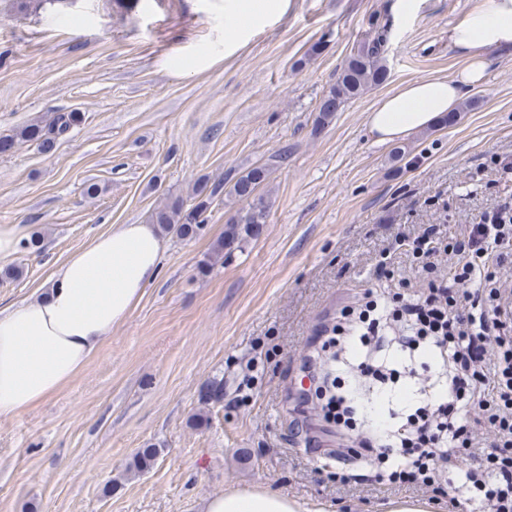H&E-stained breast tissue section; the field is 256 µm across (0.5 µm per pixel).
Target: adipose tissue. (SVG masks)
<instances>
[{
	"label": "adipose tissue",
	"instance_id": "obj_1",
	"mask_svg": "<svg viewBox=\"0 0 512 512\" xmlns=\"http://www.w3.org/2000/svg\"><path fill=\"white\" fill-rule=\"evenodd\" d=\"M465 57L448 77L406 81L368 112L372 142L386 145L434 127L481 85L489 56L512 48V0H484L448 30ZM165 249L156 225L120 224L71 253L35 301L0 309V417L47 399L88 364L160 272ZM203 512H299L267 491L208 497Z\"/></svg>",
	"mask_w": 512,
	"mask_h": 512
}]
</instances>
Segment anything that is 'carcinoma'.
<instances>
[{
	"mask_svg": "<svg viewBox=\"0 0 512 512\" xmlns=\"http://www.w3.org/2000/svg\"><path fill=\"white\" fill-rule=\"evenodd\" d=\"M46 3L63 4L65 0H15V8L17 12L26 14L42 8ZM385 42V30L377 25L373 37L347 56L335 82L329 85L322 96L315 127L332 123L336 113L342 111L349 102L388 79ZM82 120L79 112H59L45 123L23 125L11 135L0 136V154H10L24 143H32L47 153ZM283 160V155L277 154L272 157V161L249 167L224 181L210 182L200 178L192 190L194 203L188 205L182 197L170 195L150 210L148 223L157 224L162 231L180 238H193L203 230L204 214L213 199L222 197L230 205H241L224 225V235L213 242L208 262L201 267L205 272L223 261L224 255L243 248L246 242L261 234L270 212L269 197L261 192V187L269 183L276 164ZM254 191L258 192L259 200L257 205L251 206L246 204V200ZM153 460V449L143 448L135 454L131 470L142 472L151 466Z\"/></svg>",
	"mask_w": 512,
	"mask_h": 512,
	"instance_id": "1",
	"label": "carcinoma"
}]
</instances>
